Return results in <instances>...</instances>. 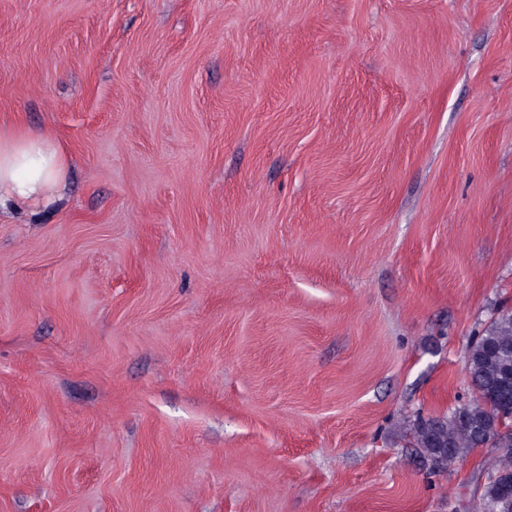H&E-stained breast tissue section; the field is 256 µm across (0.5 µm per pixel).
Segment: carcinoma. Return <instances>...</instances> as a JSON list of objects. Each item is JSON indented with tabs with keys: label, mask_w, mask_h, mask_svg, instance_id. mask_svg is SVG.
I'll return each instance as SVG.
<instances>
[{
	"label": "carcinoma",
	"mask_w": 512,
	"mask_h": 512,
	"mask_svg": "<svg viewBox=\"0 0 512 512\" xmlns=\"http://www.w3.org/2000/svg\"><path fill=\"white\" fill-rule=\"evenodd\" d=\"M500 345L512 348V313L501 314L475 337L468 350L466 367L478 396L473 401L460 402L442 416L417 415L410 428L411 444L420 449L438 469L448 465V455L463 458L482 444L475 436L469 421L485 419L501 425L499 438L494 442L498 452L488 460L484 472L481 512H512V416L503 407L512 401V367L508 374V392L497 389L503 371L489 353Z\"/></svg>",
	"instance_id": "obj_1"
}]
</instances>
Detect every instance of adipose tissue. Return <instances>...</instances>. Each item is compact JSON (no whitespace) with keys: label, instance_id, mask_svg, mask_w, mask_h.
<instances>
[{"label":"adipose tissue","instance_id":"adipose-tissue-1","mask_svg":"<svg viewBox=\"0 0 512 512\" xmlns=\"http://www.w3.org/2000/svg\"><path fill=\"white\" fill-rule=\"evenodd\" d=\"M68 166L69 157L51 131L0 132V213L55 203Z\"/></svg>","mask_w":512,"mask_h":512}]
</instances>
